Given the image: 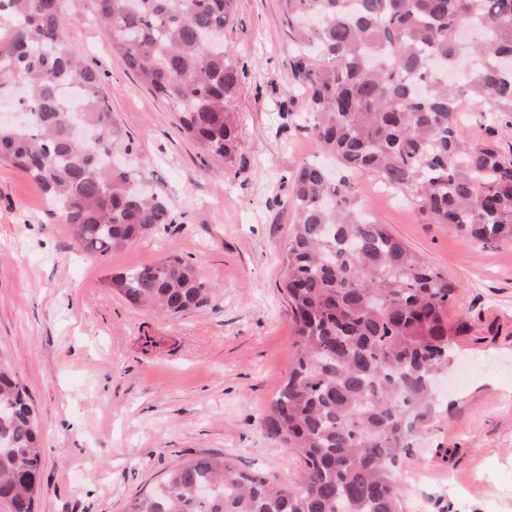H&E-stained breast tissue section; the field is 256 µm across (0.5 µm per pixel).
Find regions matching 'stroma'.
Segmentation results:
<instances>
[{
  "label": "stroma",
  "mask_w": 512,
  "mask_h": 512,
  "mask_svg": "<svg viewBox=\"0 0 512 512\" xmlns=\"http://www.w3.org/2000/svg\"><path fill=\"white\" fill-rule=\"evenodd\" d=\"M70 51L96 70L121 138L116 160L146 170L167 203L164 229L107 256L82 250L35 180L0 164V356L26 386L41 433L37 512H131L177 464L217 454L298 483L294 449L262 423L293 362L282 289L292 181L315 149L297 114L278 0H237L224 44L240 72L228 102L239 143L218 158L189 139L74 0ZM458 134L512 150V125L463 97ZM365 214L459 281L449 323L462 360L495 370L457 382L445 410L409 441L397 512H512V244L476 248L432 223L371 171L355 179ZM176 256L212 289L208 304L162 316L113 291L111 279Z\"/></svg>",
  "instance_id": "35a3bbf8"
}]
</instances>
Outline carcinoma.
I'll use <instances>...</instances> for the list:
<instances>
[{"instance_id":"obj_1","label":"carcinoma","mask_w":512,"mask_h":512,"mask_svg":"<svg viewBox=\"0 0 512 512\" xmlns=\"http://www.w3.org/2000/svg\"><path fill=\"white\" fill-rule=\"evenodd\" d=\"M0 93L29 113L0 124V160L29 174L84 251L104 256L170 223L141 175L105 167L118 130L97 74L67 49L62 0H7ZM126 67L179 114L186 135L228 158L226 102L239 71L224 48L235 0H75ZM302 129L317 159L296 173L284 291L296 340L287 383L264 421L304 463L300 482L251 474L224 456L176 465L132 512H395L408 440L437 413L448 368L446 311L460 285L364 218L354 174L410 193L414 208L473 246L512 244V153L457 134L448 73L467 60L466 91L494 123L512 114V0H279ZM77 84L81 111L59 94ZM128 300L178 315L211 288L178 257L112 278ZM41 448L26 386L0 360V512H35Z\"/></svg>"}]
</instances>
